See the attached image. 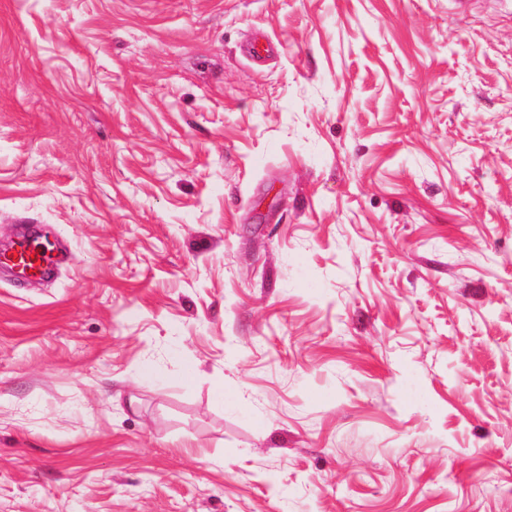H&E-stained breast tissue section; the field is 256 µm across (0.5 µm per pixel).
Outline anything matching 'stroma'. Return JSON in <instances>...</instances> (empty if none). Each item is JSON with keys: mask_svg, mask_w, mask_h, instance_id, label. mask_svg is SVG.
I'll use <instances>...</instances> for the list:
<instances>
[{"mask_svg": "<svg viewBox=\"0 0 512 512\" xmlns=\"http://www.w3.org/2000/svg\"><path fill=\"white\" fill-rule=\"evenodd\" d=\"M26 225L0 512H512V0H0ZM53 265L51 250L37 237H20L9 248L0 251V268L11 269L23 279L48 277L53 272Z\"/></svg>", "mask_w": 512, "mask_h": 512, "instance_id": "obj_1", "label": "stroma"}]
</instances>
